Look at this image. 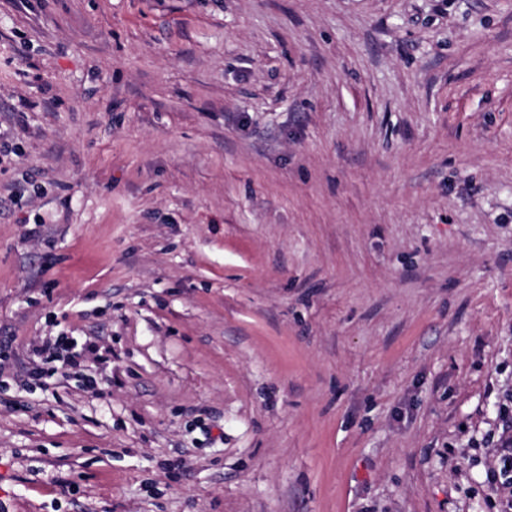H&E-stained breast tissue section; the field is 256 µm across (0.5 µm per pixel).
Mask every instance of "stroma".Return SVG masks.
<instances>
[{
    "instance_id": "stroma-1",
    "label": "stroma",
    "mask_w": 512,
    "mask_h": 512,
    "mask_svg": "<svg viewBox=\"0 0 512 512\" xmlns=\"http://www.w3.org/2000/svg\"><path fill=\"white\" fill-rule=\"evenodd\" d=\"M0 141V512H497L512 0H0ZM75 348L74 339L69 336H56L54 339L50 336L47 340L43 341L41 345L33 348V352L39 357L49 354L46 360L53 359V361L59 360L61 352H65V364L70 368H77L80 367L81 363L84 361L85 348L82 347L80 351H75Z\"/></svg>"
}]
</instances>
